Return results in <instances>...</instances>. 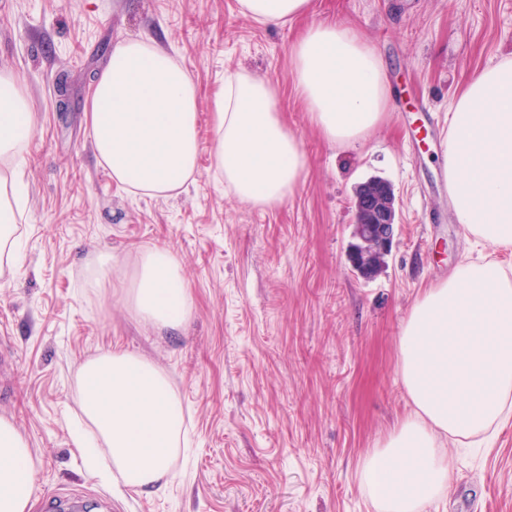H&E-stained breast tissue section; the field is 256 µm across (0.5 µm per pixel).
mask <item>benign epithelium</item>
I'll return each instance as SVG.
<instances>
[{
	"mask_svg": "<svg viewBox=\"0 0 512 512\" xmlns=\"http://www.w3.org/2000/svg\"><path fill=\"white\" fill-rule=\"evenodd\" d=\"M356 221L348 253L351 266L366 279L378 276L386 267L393 247L397 203L391 186L373 177L356 195Z\"/></svg>",
	"mask_w": 512,
	"mask_h": 512,
	"instance_id": "obj_1",
	"label": "benign epithelium"
}]
</instances>
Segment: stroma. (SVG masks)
Here are the masks:
<instances>
[{
    "label": "stroma",
    "mask_w": 512,
    "mask_h": 512,
    "mask_svg": "<svg viewBox=\"0 0 512 512\" xmlns=\"http://www.w3.org/2000/svg\"><path fill=\"white\" fill-rule=\"evenodd\" d=\"M340 18L377 50L392 90L365 141L327 143L292 85L300 25L268 27L237 0H11L0 11V70L36 106L24 172L17 266L0 267V417L36 468L31 512L47 497L93 512H374L359 457L410 407L398 382L403 320L421 288L481 247L457 224L441 181L454 97L512 54V0H311L309 21ZM173 53L200 94L196 183L145 199L99 163L90 82L123 39ZM271 81L307 167L283 203L239 200L211 166L212 93L225 75ZM392 186L387 266L360 277L347 259L356 187ZM180 259L193 299L175 331L143 325L126 297L140 250ZM116 265L93 281L98 257ZM108 350L160 367L185 409L186 442L166 484L119 492L89 471L78 368ZM448 493L426 512H512V424L492 447L449 446Z\"/></svg>",
    "instance_id": "obj_1"
}]
</instances>
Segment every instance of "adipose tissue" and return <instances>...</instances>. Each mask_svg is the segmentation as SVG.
<instances>
[{
    "instance_id": "obj_1",
    "label": "adipose tissue",
    "mask_w": 512,
    "mask_h": 512,
    "mask_svg": "<svg viewBox=\"0 0 512 512\" xmlns=\"http://www.w3.org/2000/svg\"><path fill=\"white\" fill-rule=\"evenodd\" d=\"M261 24L296 22L310 0H238ZM294 90L329 143L363 141L391 110L376 51L350 26L308 24L290 45ZM199 90L166 50L146 39L117 42L93 82L92 145L112 179L133 194L169 198L198 169ZM212 165L241 201L271 206L299 184L306 156L282 121L268 80L237 73L211 102ZM35 108L16 77L0 71V263L18 264L15 206ZM448 196L457 224L488 253L460 263L420 291L397 344L398 381L411 407L361 455L357 479L374 512H425L444 498L453 459L446 444L479 443L512 421V54L472 77L452 104L444 143ZM140 321L163 330L193 311L182 266L166 248L141 252L131 293ZM84 417L126 488H154L170 473L184 413L165 373L138 356L106 351L79 373ZM35 474L14 424L0 418V512H30Z\"/></svg>"
}]
</instances>
